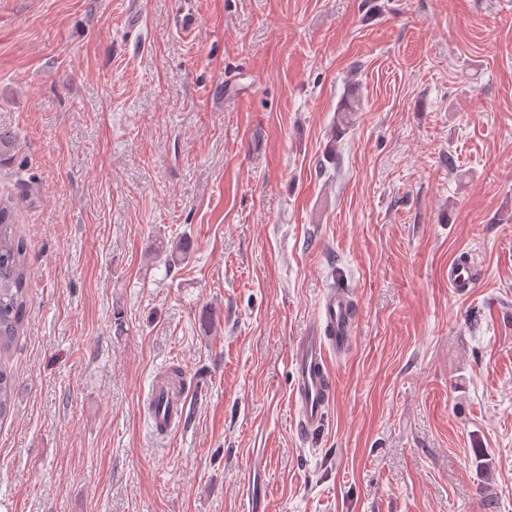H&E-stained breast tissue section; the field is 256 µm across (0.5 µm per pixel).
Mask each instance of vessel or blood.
I'll return each instance as SVG.
<instances>
[{
    "mask_svg": "<svg viewBox=\"0 0 512 512\" xmlns=\"http://www.w3.org/2000/svg\"><path fill=\"white\" fill-rule=\"evenodd\" d=\"M448 285L457 291L476 288L478 279L472 264L452 262L448 265ZM355 309L348 294L329 289L318 306V316L310 320L293 343L290 366L294 380L292 404L297 425L305 435H314L323 425L333 401L335 378L333 356L344 354L353 339ZM148 405L154 428L173 431L181 422L186 406L182 389L155 383Z\"/></svg>",
    "mask_w": 512,
    "mask_h": 512,
    "instance_id": "b4317fda",
    "label": "vessel or blood"
}]
</instances>
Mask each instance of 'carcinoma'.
<instances>
[{"label":"carcinoma","mask_w":512,"mask_h":512,"mask_svg":"<svg viewBox=\"0 0 512 512\" xmlns=\"http://www.w3.org/2000/svg\"><path fill=\"white\" fill-rule=\"evenodd\" d=\"M13 198L0 196V355L17 340L28 309L27 249L17 234ZM16 380L0 359V420L11 412Z\"/></svg>","instance_id":"cac0c4a2"}]
</instances>
